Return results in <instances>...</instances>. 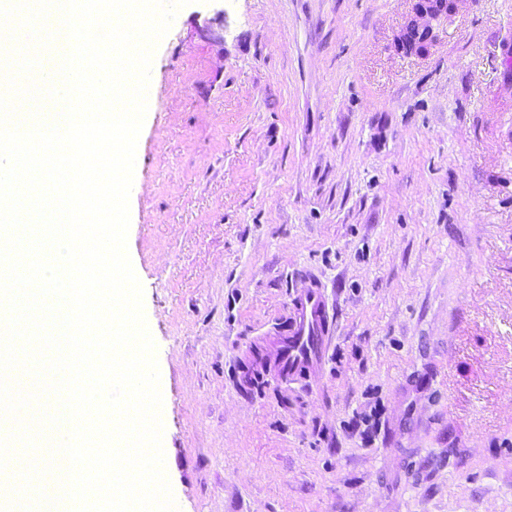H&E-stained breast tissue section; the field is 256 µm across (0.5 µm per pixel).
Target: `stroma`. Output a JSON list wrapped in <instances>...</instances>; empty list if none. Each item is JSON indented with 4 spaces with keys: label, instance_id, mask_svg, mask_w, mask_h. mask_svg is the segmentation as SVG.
<instances>
[{
    "label": "stroma",
    "instance_id": "stroma-1",
    "mask_svg": "<svg viewBox=\"0 0 512 512\" xmlns=\"http://www.w3.org/2000/svg\"><path fill=\"white\" fill-rule=\"evenodd\" d=\"M191 0L155 47L127 250L177 512H512V0ZM307 380L236 357L305 276ZM410 12L394 37L398 53L424 54L433 39V21L448 16V0H409Z\"/></svg>",
    "mask_w": 512,
    "mask_h": 512
}]
</instances>
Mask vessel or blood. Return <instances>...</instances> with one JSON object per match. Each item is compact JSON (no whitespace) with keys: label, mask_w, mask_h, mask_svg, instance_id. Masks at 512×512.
<instances>
[{"label":"vessel or blood","mask_w":512,"mask_h":512,"mask_svg":"<svg viewBox=\"0 0 512 512\" xmlns=\"http://www.w3.org/2000/svg\"><path fill=\"white\" fill-rule=\"evenodd\" d=\"M332 337L326 291L314 281L294 296L286 329L247 346L237 361L247 376L263 371L286 382L302 381L322 368Z\"/></svg>","instance_id":"obj_1"}]
</instances>
